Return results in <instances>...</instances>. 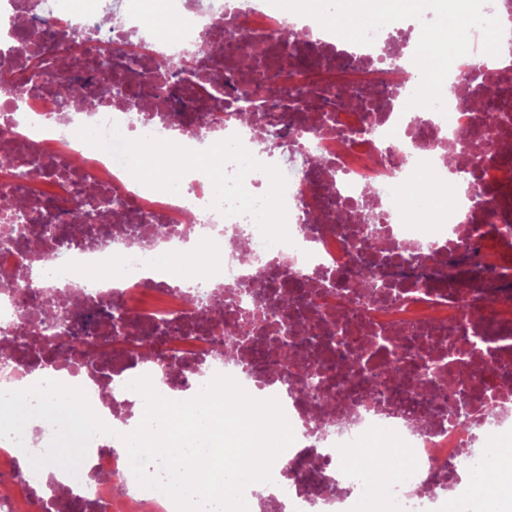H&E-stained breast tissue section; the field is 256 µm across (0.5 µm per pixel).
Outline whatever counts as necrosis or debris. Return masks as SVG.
<instances>
[{
    "label": "necrosis or debris",
    "mask_w": 512,
    "mask_h": 512,
    "mask_svg": "<svg viewBox=\"0 0 512 512\" xmlns=\"http://www.w3.org/2000/svg\"><path fill=\"white\" fill-rule=\"evenodd\" d=\"M167 9L181 44L156 38L137 12L107 24L112 0H0L12 31L0 63L15 76L32 72L37 21L51 24L58 46L35 90L0 101V273L15 282L0 293V390L35 378L83 387L114 428L90 442L74 475L28 465L53 435L44 425L19 444L0 438V512H175L166 495L139 487L116 447L141 419L127 383L147 375L187 399L217 373L278 398L295 435L278 458L287 480L263 494L246 489L251 512H480L489 495L512 500L511 483L487 480L512 470V459L489 451L512 440V160L501 148L512 138V39H499L495 63L477 64L475 81L467 66L479 43L453 51L454 82L476 107L414 113L401 105L425 77L402 63L420 50L407 17L341 49L335 34L314 33L304 0L288 13L281 0H167ZM83 37L143 47L122 93L101 86L98 55L72 69L68 48ZM199 42L218 51L195 58L188 112L140 93L144 75L177 70ZM251 43L289 62L277 96L258 90L255 125L239 119L237 91L224 83ZM70 76L75 93L64 100L56 84ZM487 82L507 109L482 105ZM121 129L135 146L171 134L194 152L226 146L221 190L170 151L181 196L134 177L109 150ZM474 129L480 159L450 165ZM431 182L447 184V213L422 221L396 207L400 191ZM89 188L118 226L96 217L73 231L67 213ZM180 243L206 263L152 264ZM358 258L368 282L352 273ZM315 287L330 292V305ZM50 288L92 316L111 367L34 340L56 324ZM243 314L251 332L238 336L231 325ZM145 339L158 343L149 362L136 349ZM319 348L332 359L321 385L282 363L290 352L311 364ZM373 440L406 461L396 478L372 460ZM347 448L359 464L346 461Z\"/></svg>",
    "instance_id": "4bbe7bcc"
}]
</instances>
